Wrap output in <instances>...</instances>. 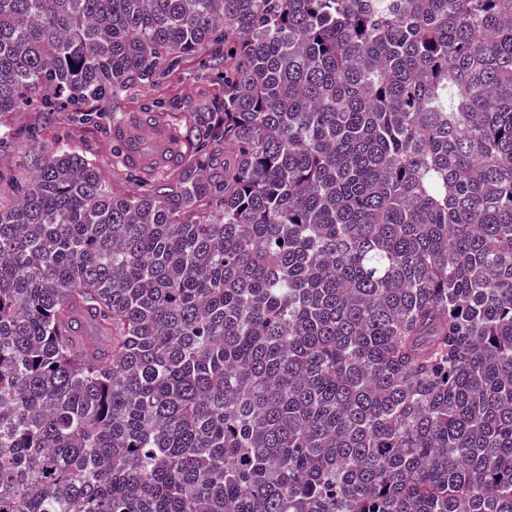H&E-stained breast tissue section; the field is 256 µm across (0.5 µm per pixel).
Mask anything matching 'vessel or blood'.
<instances>
[{"mask_svg":"<svg viewBox=\"0 0 512 512\" xmlns=\"http://www.w3.org/2000/svg\"><path fill=\"white\" fill-rule=\"evenodd\" d=\"M128 165L136 170L166 165L175 159L176 150L167 129L147 124L141 116H133L113 133Z\"/></svg>","mask_w":512,"mask_h":512,"instance_id":"1","label":"vessel or blood"}]
</instances>
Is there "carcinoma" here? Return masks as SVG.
Returning a JSON list of instances; mask_svg holds the SVG:
<instances>
[{
    "instance_id": "1",
    "label": "carcinoma",
    "mask_w": 512,
    "mask_h": 512,
    "mask_svg": "<svg viewBox=\"0 0 512 512\" xmlns=\"http://www.w3.org/2000/svg\"><path fill=\"white\" fill-rule=\"evenodd\" d=\"M202 55L0 196V512H512V0H0V128ZM223 73L209 67L200 58L184 60L178 68L158 86H144L129 92L125 98L101 101L95 109L112 117L113 112H125L129 116L143 112L144 108L159 105L173 119L180 112H192L208 101L214 89L222 82ZM114 139L120 144L127 164L135 170L170 164L176 150L167 129L160 124L148 125L141 116H133L116 129Z\"/></svg>"
}]
</instances>
